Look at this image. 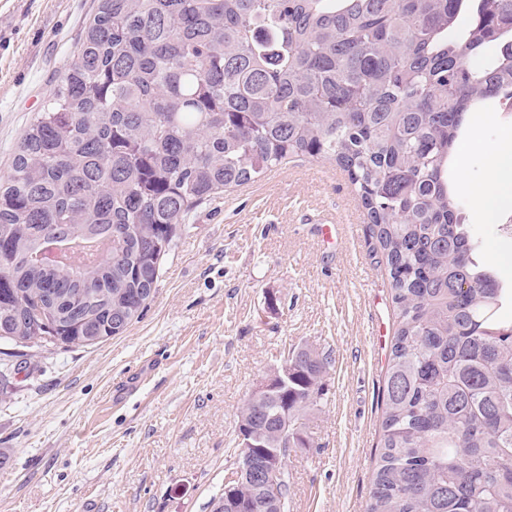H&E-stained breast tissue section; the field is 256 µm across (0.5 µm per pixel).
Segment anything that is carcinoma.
Wrapping results in <instances>:
<instances>
[{
    "mask_svg": "<svg viewBox=\"0 0 512 512\" xmlns=\"http://www.w3.org/2000/svg\"><path fill=\"white\" fill-rule=\"evenodd\" d=\"M512 107V0H100L0 182V343L99 344L157 288L177 232L290 157L345 172L399 324L365 512H512V288L477 260L448 161L466 117ZM59 312L60 341L39 321ZM329 357L246 399L238 434L285 469ZM224 512H285L241 479Z\"/></svg>",
    "mask_w": 512,
    "mask_h": 512,
    "instance_id": "cac0c4a2",
    "label": "carcinoma"
}]
</instances>
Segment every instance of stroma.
<instances>
[{
    "label": "stroma",
    "mask_w": 512,
    "mask_h": 512,
    "mask_svg": "<svg viewBox=\"0 0 512 512\" xmlns=\"http://www.w3.org/2000/svg\"><path fill=\"white\" fill-rule=\"evenodd\" d=\"M98 3L0 0V176ZM482 114L452 155L474 182L512 134L511 108ZM355 197L335 163L288 160L193 210L123 334L27 350L26 371L0 383V512H219L244 400L304 346L332 363L307 445L286 462L287 512H363L398 316L368 223L347 236ZM463 208L481 261L512 288V234L484 223L472 197ZM322 220L335 248L317 234Z\"/></svg>",
    "instance_id": "1"
}]
</instances>
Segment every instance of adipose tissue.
<instances>
[{"mask_svg":"<svg viewBox=\"0 0 512 512\" xmlns=\"http://www.w3.org/2000/svg\"><path fill=\"white\" fill-rule=\"evenodd\" d=\"M487 168L489 177L486 181L469 182L465 188L476 199L480 216L493 223L502 211L512 208L511 134L502 139L489 157Z\"/></svg>","mask_w":512,"mask_h":512,"instance_id":"1","label":"adipose tissue"}]
</instances>
